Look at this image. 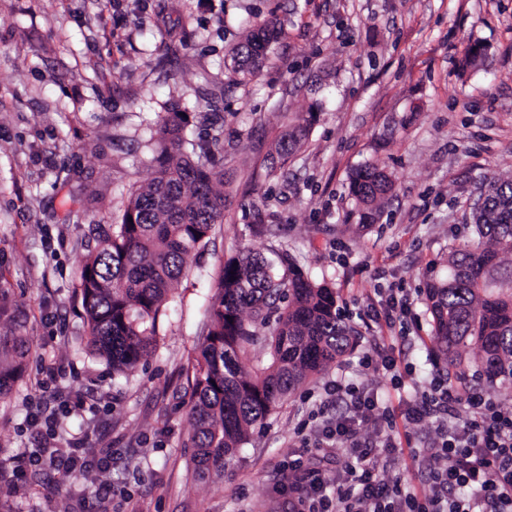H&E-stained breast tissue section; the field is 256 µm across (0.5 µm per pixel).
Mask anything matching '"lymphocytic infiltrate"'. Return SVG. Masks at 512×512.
<instances>
[{
    "instance_id": "f902f5d3",
    "label": "lymphocytic infiltrate",
    "mask_w": 512,
    "mask_h": 512,
    "mask_svg": "<svg viewBox=\"0 0 512 512\" xmlns=\"http://www.w3.org/2000/svg\"><path fill=\"white\" fill-rule=\"evenodd\" d=\"M332 393L345 410L324 428L322 437L348 448L355 460L334 478L290 463L285 480L288 512H512V406L504 408L493 399L433 381L430 396L405 415L411 423L432 415L442 423L435 447L444 466L434 472L431 494L419 497L402 492L400 476L379 479L373 446L359 438L360 422L377 407L374 398L341 381ZM83 407V399L77 398L50 414L33 415L37 446L19 454L13 475H24L41 463L62 474L91 467V460L81 457L82 439L65 437L60 429L61 416Z\"/></svg>"
}]
</instances>
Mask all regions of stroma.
<instances>
[{"mask_svg":"<svg viewBox=\"0 0 512 512\" xmlns=\"http://www.w3.org/2000/svg\"><path fill=\"white\" fill-rule=\"evenodd\" d=\"M272 17L279 37L240 80L230 48ZM171 112L194 134L224 117V221L193 256L157 349L116 379L88 353L78 267L97 225L153 178ZM305 117L304 144L268 174L264 157ZM368 164L394 189L363 224L348 186ZM490 177L512 179V0H0V335L31 343L24 377L0 399V468L30 447L32 410L80 396L87 411L64 427L110 456L97 474L116 489L110 512H285L289 462L332 469L346 455L314 445L338 411L333 380L373 392L403 436V411L440 367L426 271L474 243L464 214ZM272 246L332 282L360 341L290 394L224 472L197 482L183 369L225 261ZM391 296L411 310L388 329ZM393 349L410 370L400 379L380 365ZM378 454L426 491L429 456ZM85 482L50 471L13 489L1 478L0 506L100 512Z\"/></svg>","mask_w":512,"mask_h":512,"instance_id":"35a3bbf8","label":"stroma"}]
</instances>
